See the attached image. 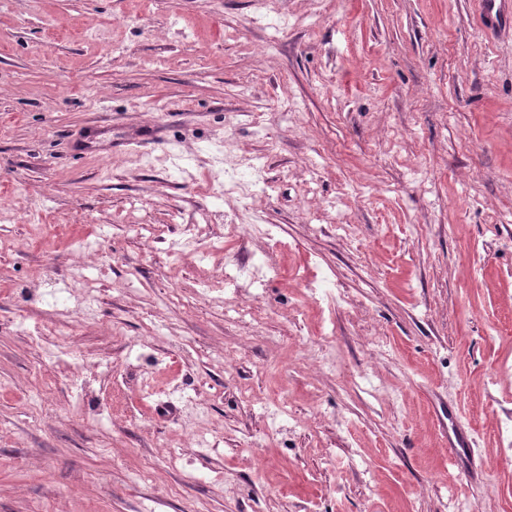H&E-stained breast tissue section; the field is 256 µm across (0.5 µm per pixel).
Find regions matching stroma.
<instances>
[{
  "label": "stroma",
  "mask_w": 512,
  "mask_h": 512,
  "mask_svg": "<svg viewBox=\"0 0 512 512\" xmlns=\"http://www.w3.org/2000/svg\"><path fill=\"white\" fill-rule=\"evenodd\" d=\"M277 6L0 0V512H512V31ZM224 177L231 179L228 186L225 187V194L236 193L239 199H251L255 195L263 194L265 190V182H262L263 185H261V182L257 179L252 180L244 176L236 177L235 175H229L227 171H224Z\"/></svg>",
  "instance_id": "obj_1"
}]
</instances>
